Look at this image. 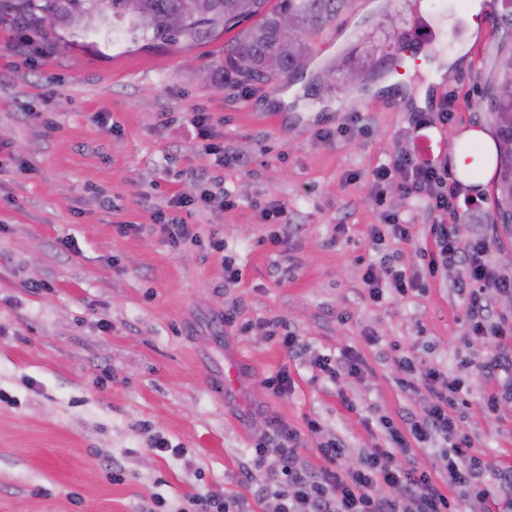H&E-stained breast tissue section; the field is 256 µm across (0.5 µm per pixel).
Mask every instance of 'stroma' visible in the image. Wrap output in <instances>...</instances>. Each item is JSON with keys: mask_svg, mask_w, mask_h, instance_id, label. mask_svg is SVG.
I'll use <instances>...</instances> for the list:
<instances>
[{"mask_svg": "<svg viewBox=\"0 0 512 512\" xmlns=\"http://www.w3.org/2000/svg\"><path fill=\"white\" fill-rule=\"evenodd\" d=\"M473 16L470 0H350L331 28L305 36L304 77L244 90L223 85L220 37L163 49L120 38L99 51L21 50L13 24L0 21V512H145L157 498L174 512L212 489L265 512L252 497L264 473L250 485L241 476L270 422L300 429L319 418L355 453L382 441L365 418L419 407L395 383L391 344L445 371L462 357L480 362L484 347L466 336L464 299L447 282L376 305L358 264L388 255L417 268L431 245L423 217L413 243L389 238L375 249L367 238L379 221L371 173L407 147L411 113L454 100L453 119L431 142L445 154L465 130H494L482 92L502 32L468 42ZM421 21L434 24L437 40L415 57ZM464 42L467 62L435 78L433 63ZM352 72L364 82L345 85ZM200 108L244 160L224 171L240 203L186 216L200 238L174 250L150 229L149 206L193 194L212 169L182 127ZM352 114L358 133L320 139ZM279 202L303 231L277 253L260 241L264 212ZM120 224L142 230L122 235ZM214 226L220 255L209 247ZM64 237L77 253L59 249ZM228 259L241 270L232 288ZM230 308L249 332L225 325ZM269 321L300 336L306 354L288 356L267 336ZM228 349L244 361L235 395L222 385ZM346 349L364 358L362 379L315 378L313 355ZM283 368L294 390L267 393L262 380ZM487 386L474 376L464 428L491 465L510 466L512 405L486 420ZM158 434L186 459L154 454ZM116 460L120 483L108 477Z\"/></svg>", "mask_w": 512, "mask_h": 512, "instance_id": "obj_1", "label": "stroma"}]
</instances>
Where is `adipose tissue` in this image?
<instances>
[{
	"mask_svg": "<svg viewBox=\"0 0 512 512\" xmlns=\"http://www.w3.org/2000/svg\"><path fill=\"white\" fill-rule=\"evenodd\" d=\"M460 144L451 152L455 178L467 192H483L496 157V141L487 132L468 129L461 133Z\"/></svg>",
	"mask_w": 512,
	"mask_h": 512,
	"instance_id": "adipose-tissue-1",
	"label": "adipose tissue"
}]
</instances>
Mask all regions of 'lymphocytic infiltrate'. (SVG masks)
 <instances>
[{"instance_id":"f902f5d3","label":"lymphocytic infiltrate","mask_w":512,"mask_h":512,"mask_svg":"<svg viewBox=\"0 0 512 512\" xmlns=\"http://www.w3.org/2000/svg\"><path fill=\"white\" fill-rule=\"evenodd\" d=\"M395 173L403 198L424 201L434 246L422 251L425 264L419 270L396 267L385 257L364 264L361 280L366 296L374 303L388 295L402 298L424 290L425 279L455 271L453 286L465 298L466 333L489 346L480 363L493 382L483 396L484 411L488 419H501L506 404L512 403V311L500 310L499 304L512 300V273L502 271L493 260L500 247V227L482 224L469 236H461L459 223L482 211L483 200L463 195L461 188L449 184L447 157L402 149L391 164L373 171L374 201L382 208L379 223L368 230L373 244L388 237L405 244L414 239L411 220L386 206ZM236 204L233 191L216 192L205 185L197 195L171 197L166 207L151 212L150 219L164 241L177 248L198 238L195 225L178 218L179 210L224 211ZM394 361L400 371L398 385L420 395L423 408L396 420L379 418L387 444L362 449L355 466L346 463L345 440L318 419H306L301 430L270 424L251 450V468L244 479L249 482L255 473L266 474L254 495L268 502L271 512H458L456 502L439 487L443 477L466 488L474 502L491 504L493 512H512V470L491 468L462 427L469 361H460L449 373L422 366L405 354ZM307 433L318 438L316 466L299 453ZM430 446L436 449L434 462L417 466L412 460L415 449Z\"/></svg>"}]
</instances>
